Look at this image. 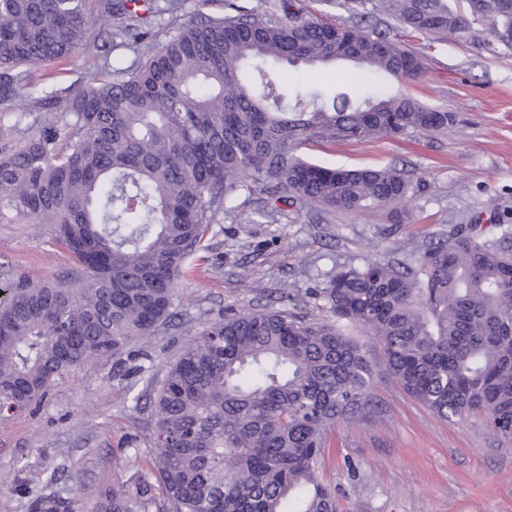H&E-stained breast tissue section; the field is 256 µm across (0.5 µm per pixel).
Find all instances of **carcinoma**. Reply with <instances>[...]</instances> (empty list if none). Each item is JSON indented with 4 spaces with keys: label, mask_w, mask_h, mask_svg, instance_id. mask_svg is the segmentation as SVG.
<instances>
[{
    "label": "carcinoma",
    "mask_w": 512,
    "mask_h": 512,
    "mask_svg": "<svg viewBox=\"0 0 512 512\" xmlns=\"http://www.w3.org/2000/svg\"><path fill=\"white\" fill-rule=\"evenodd\" d=\"M0 0V112L32 103L60 110L21 146L0 152V222L50 224L74 257L67 284L19 280L0 298V415L41 403L51 382L119 357L174 315L185 261L241 188L324 213L392 207L410 189L403 171L330 168L294 153L317 138L366 142L439 132L448 112L409 94L359 103L288 81L284 65L353 57L397 82L421 58L382 32L307 19L299 0H226L229 12L156 39L158 0ZM419 34L455 35L489 19V41L512 42V0H380ZM97 19L116 45L145 46L133 67L107 65L75 90L35 96L31 75L98 46ZM69 141L61 150L59 142ZM330 317L238 310L195 331L151 385L155 481L112 489L95 512H149L153 483L165 512H338L318 480L326 430L368 403L372 365L342 324L364 329L412 398L444 419L478 413L512 439V232L484 238L461 224L413 262L369 259L321 289Z\"/></svg>",
    "instance_id": "cac0c4a2"
}]
</instances>
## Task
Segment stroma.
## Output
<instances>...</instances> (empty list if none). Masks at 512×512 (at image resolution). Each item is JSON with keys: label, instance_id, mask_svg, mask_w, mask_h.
Returning a JSON list of instances; mask_svg holds the SVG:
<instances>
[{"label": "stroma", "instance_id": "35a3bbf8", "mask_svg": "<svg viewBox=\"0 0 512 512\" xmlns=\"http://www.w3.org/2000/svg\"><path fill=\"white\" fill-rule=\"evenodd\" d=\"M310 15L357 21L390 31L425 62L411 83L390 82L395 93L455 114L435 134L411 131L362 143L300 144L301 158L324 166L403 168L411 191L402 202L404 222L390 230V211L369 207L323 215L285 206L277 223L257 216V194H232L223 223L211 225L205 251L190 257L180 279L174 323L133 342L124 355L86 364L52 382L44 403L19 417H0V512H34L29 478L57 471L55 491L72 512H91L100 495L120 484L135 490L153 467L142 368L166 362L203 323L225 309L288 310L327 316L320 296L328 276L369 258L395 256L399 246L421 248L459 224L496 213L512 225V44L487 43V20L466 34L422 35L385 15L379 0H305ZM130 48L74 53L33 75L39 88L78 87L87 72L111 62L130 66ZM290 82L327 95L361 98L373 79L353 65L289 68ZM49 115L15 108L4 122L0 148H14L39 133ZM75 267L48 224L0 223V286L13 278L65 281ZM349 336L365 344L373 365L370 404L328 432L318 477L336 487L342 512H512V440L494 435L481 415L443 420L406 394L382 363V350L356 327Z\"/></svg>", "mask_w": 512, "mask_h": 512}]
</instances>
